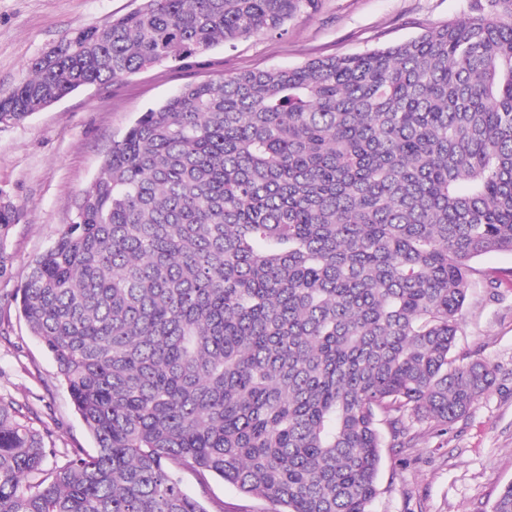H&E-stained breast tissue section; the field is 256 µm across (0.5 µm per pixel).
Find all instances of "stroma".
<instances>
[{
  "label": "stroma",
  "instance_id": "stroma-1",
  "mask_svg": "<svg viewBox=\"0 0 512 512\" xmlns=\"http://www.w3.org/2000/svg\"><path fill=\"white\" fill-rule=\"evenodd\" d=\"M142 0H0V93L24 82L31 63L61 40L138 9ZM468 0H317L289 20L285 32L257 34L215 47L178 65L161 62L107 86L81 88L17 124H0V401L49 434L56 449L45 470L62 465L67 449L93 441L60 381L51 356L19 315L16 294L33 259L72 221L74 204L141 112L181 87L245 70L298 66L396 44L464 15ZM454 353L489 362L494 387L448 429L414 423L402 445L381 450L373 512H491L512 482V254L476 258ZM501 288H485L486 279ZM184 489L203 496L209 512H267L217 477Z\"/></svg>",
  "mask_w": 512,
  "mask_h": 512
}]
</instances>
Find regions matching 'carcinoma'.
I'll list each match as a JSON object with an SVG mask.
<instances>
[{
    "instance_id": "carcinoma-1",
    "label": "carcinoma",
    "mask_w": 512,
    "mask_h": 512,
    "mask_svg": "<svg viewBox=\"0 0 512 512\" xmlns=\"http://www.w3.org/2000/svg\"><path fill=\"white\" fill-rule=\"evenodd\" d=\"M312 0H143L66 37L0 124L279 34ZM512 253V0L407 41L189 83L142 113L17 292L94 442L43 469L0 402V512H371L385 425L496 383L453 355L479 256ZM492 512H512V483ZM182 484L189 494L202 497L213 512L220 506L224 512H266L270 508L264 501L244 495L217 477H209L204 494L191 472L182 474Z\"/></svg>"
}]
</instances>
